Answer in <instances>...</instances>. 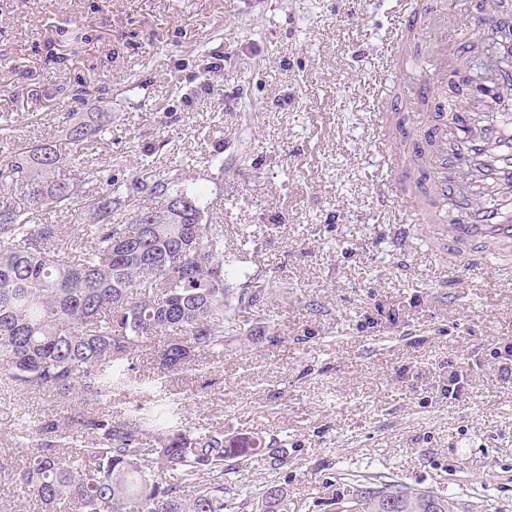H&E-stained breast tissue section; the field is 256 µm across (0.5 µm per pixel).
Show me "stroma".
Wrapping results in <instances>:
<instances>
[{"instance_id":"35a3bbf8","label":"stroma","mask_w":512,"mask_h":512,"mask_svg":"<svg viewBox=\"0 0 512 512\" xmlns=\"http://www.w3.org/2000/svg\"><path fill=\"white\" fill-rule=\"evenodd\" d=\"M398 0H0V115L17 141L56 142L72 114L112 115L97 157L115 177L164 176L199 190L224 224L228 284L269 281L240 312L220 359L158 375L184 427L288 442L233 479L288 486V512H339L351 471L383 472L456 512H512V261L449 270L419 240L407 257L377 203L373 91ZM220 71H212V64ZM387 101L402 109L413 81ZM211 93L184 106L197 83ZM264 330L252 342L255 330ZM475 367L460 399L451 365ZM62 399L0 376V457L23 465L17 419L66 414Z\"/></svg>"}]
</instances>
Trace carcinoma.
<instances>
[{"mask_svg":"<svg viewBox=\"0 0 512 512\" xmlns=\"http://www.w3.org/2000/svg\"><path fill=\"white\" fill-rule=\"evenodd\" d=\"M110 135V112H89L67 128L79 149ZM64 160L46 142L17 144L0 160V375L63 398L79 387L98 403L131 381V360L144 351L163 373L224 355L237 335L232 316L270 287L227 285L224 225L206 215L201 194L164 176L121 181L112 168L122 160L100 164L82 151L73 163L89 180H67L55 176ZM465 175L475 196L490 194L479 164ZM143 192L165 206L135 205ZM76 202L90 223L33 221L39 210ZM122 209L130 217L113 223ZM168 332L173 339L152 348ZM14 438L27 463L15 469L3 460L0 472L41 512H288V489L277 483L224 500V462L259 456L277 470L285 443L190 431L165 404L119 417L75 406L64 417L21 421ZM210 473L217 477L201 482ZM362 479L341 512H453V502L430 490L380 473Z\"/></svg>","mask_w":512,"mask_h":512,"instance_id":"1","label":"carcinoma"}]
</instances>
